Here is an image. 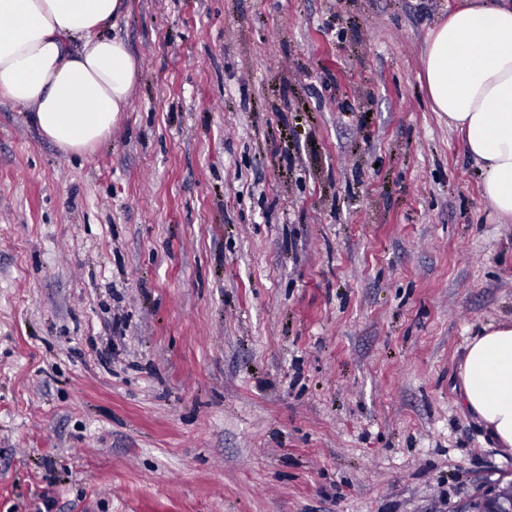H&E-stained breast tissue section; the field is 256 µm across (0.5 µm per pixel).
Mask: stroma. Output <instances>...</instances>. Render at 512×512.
Here are the masks:
<instances>
[{"label":"stroma","instance_id":"stroma-1","mask_svg":"<svg viewBox=\"0 0 512 512\" xmlns=\"http://www.w3.org/2000/svg\"><path fill=\"white\" fill-rule=\"evenodd\" d=\"M460 0H126L94 151L0 101V512H452L512 223L422 58Z\"/></svg>","mask_w":512,"mask_h":512}]
</instances>
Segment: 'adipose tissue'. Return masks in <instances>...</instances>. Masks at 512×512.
Listing matches in <instances>:
<instances>
[{
    "mask_svg": "<svg viewBox=\"0 0 512 512\" xmlns=\"http://www.w3.org/2000/svg\"><path fill=\"white\" fill-rule=\"evenodd\" d=\"M125 0H0V100L27 107L66 153L93 151L130 105L140 64L103 31ZM424 79L433 111L463 134L483 195L512 219V0H472L428 35ZM466 406L512 448V323L484 330L459 372Z\"/></svg>",
    "mask_w": 512,
    "mask_h": 512,
    "instance_id": "ef3b65f1",
    "label": "adipose tissue"
}]
</instances>
